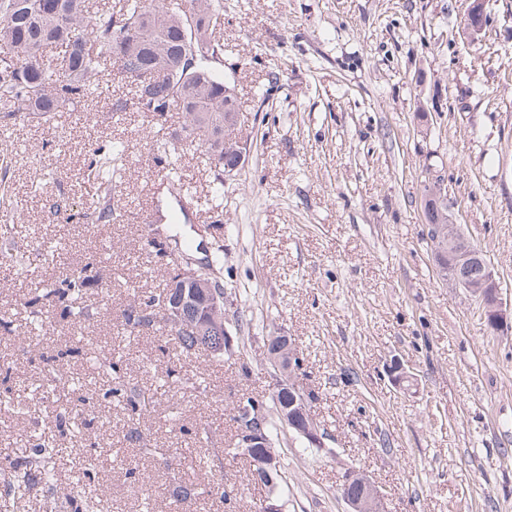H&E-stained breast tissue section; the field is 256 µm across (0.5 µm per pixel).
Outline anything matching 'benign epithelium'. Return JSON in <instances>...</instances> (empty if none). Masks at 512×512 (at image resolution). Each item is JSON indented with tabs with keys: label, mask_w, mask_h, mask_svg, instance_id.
Segmentation results:
<instances>
[{
	"label": "benign epithelium",
	"mask_w": 512,
	"mask_h": 512,
	"mask_svg": "<svg viewBox=\"0 0 512 512\" xmlns=\"http://www.w3.org/2000/svg\"><path fill=\"white\" fill-rule=\"evenodd\" d=\"M484 26L482 0H473L465 28L470 34H479L484 30ZM224 96L227 97V104L224 105V172L232 173L242 163L243 150L235 135L236 122L233 119V112L237 111V105L233 104L232 97L236 96V93L228 84L224 85ZM447 196L448 190L437 182L434 184L432 195L425 202L426 219L434 239L448 244V253L437 256L436 263L448 264V269L451 271L448 281L479 297L491 330L496 332L512 330V309L503 306L500 285L487 260L482 252L475 248L472 241L463 235L453 220L446 219ZM171 286L172 290L167 299L168 313L171 314L177 327L193 333L195 337L198 336L201 331L198 326L199 314L193 312L186 303L180 289L187 286L210 288L211 282L203 270L189 264L178 266ZM208 312L217 322L214 335L206 339L211 352L217 356L232 352L233 339L225 326L229 312L226 310L223 294L218 292L211 294ZM266 357L275 368V395L288 394V403L278 407V418L312 445L323 447V440L327 434L321 431V425L300 392L299 381L296 380V370L299 365L295 364V356L291 352L288 337L283 336L275 341L274 347L266 348ZM266 420L265 407L261 404L255 403L246 408L244 421L241 422L238 431V447L245 449L273 446V442L263 430ZM341 495L349 506L350 512H385L383 494L361 471L350 467L345 470Z\"/></svg>",
	"instance_id": "1"
}]
</instances>
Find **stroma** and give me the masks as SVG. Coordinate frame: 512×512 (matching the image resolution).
<instances>
[{
  "mask_svg": "<svg viewBox=\"0 0 512 512\" xmlns=\"http://www.w3.org/2000/svg\"><path fill=\"white\" fill-rule=\"evenodd\" d=\"M470 0H224L225 79L239 104L236 134L246 150L224 178L222 216L207 206L180 219L161 178L144 113L116 109L131 92L113 81L89 117L62 115L18 126L0 145L23 210L17 241L61 240L54 260L0 274V311L25 324L24 303L38 282L62 278L97 255L87 287L96 318L76 340L52 316L49 334L0 330V461L19 460L35 431L57 432L58 404L31 384L44 374L35 357L63 353L58 371L88 390L76 403L96 418L100 487L112 512H254L267 487L235 442L233 401H270L267 337L285 334L298 380L318 399L313 411L328 437L304 449L291 433L276 448L286 473L285 512H347L346 468L366 473L386 512H512V332L496 333L482 303L441 279L424 214L425 190L442 180L448 213L485 255L512 305V0H484V32L470 36ZM129 147L113 192L112 225L49 221V199L79 201L96 138ZM173 161L194 196L212 194L203 150ZM162 211L167 250L206 260L224 250L221 276L235 312L227 329L233 355L213 363L181 357L174 341L130 336L122 313L132 292L164 288L171 268L144 250L141 230ZM247 328H238V320ZM111 356L122 379L154 397L132 425L110 394L112 380L86 359ZM411 380L395 384L392 363ZM179 423H172L171 414ZM209 433L199 445L198 429ZM156 449L146 458L141 447ZM223 472L229 499L208 493ZM0 472V512H46L74 485L14 500ZM153 496L143 499L141 485Z\"/></svg>",
  "mask_w": 512,
  "mask_h": 512,
  "instance_id": "stroma-1",
  "label": "stroma"
}]
</instances>
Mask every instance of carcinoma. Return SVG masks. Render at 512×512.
Masks as SVG:
<instances>
[{
	"label": "carcinoma",
	"mask_w": 512,
	"mask_h": 512,
	"mask_svg": "<svg viewBox=\"0 0 512 512\" xmlns=\"http://www.w3.org/2000/svg\"><path fill=\"white\" fill-rule=\"evenodd\" d=\"M0 0V135L8 138L25 121L49 122L60 112L88 111L98 98L103 78L118 71L131 86L137 110L159 121L176 108L183 114L181 131L197 136L214 172L213 198H223L224 187V43L216 37L224 24L223 0H125L117 12L112 6L92 11V0ZM134 26L138 37L127 41L120 31ZM126 147L109 142L93 149L87 180L97 191L82 201L80 218L94 227L112 225V178L121 170ZM153 225L142 233L145 248L166 256ZM62 242L43 241L37 246L18 244L11 232L0 234V263L17 269L31 257L44 261L61 250ZM224 265V250L217 247L203 267L216 290L224 289L217 270ZM94 262L89 261L62 279L39 282L25 302L30 329L50 330L54 314L68 319L76 334L93 319L92 305L84 302ZM170 291L133 296L124 310L123 326L130 336L144 331L177 340L185 358L209 353L205 343L181 333L170 322L163 302ZM112 396L126 405L130 416H140L152 404L135 384L119 380ZM72 450L55 439H45L22 461H9L24 469L23 484L36 481L53 489L58 482V461ZM74 512H102L98 488H81L70 502Z\"/></svg>",
	"instance_id": "cac0c4a2"
}]
</instances>
